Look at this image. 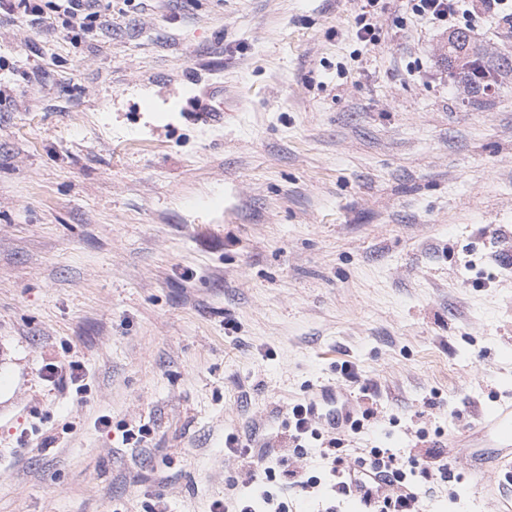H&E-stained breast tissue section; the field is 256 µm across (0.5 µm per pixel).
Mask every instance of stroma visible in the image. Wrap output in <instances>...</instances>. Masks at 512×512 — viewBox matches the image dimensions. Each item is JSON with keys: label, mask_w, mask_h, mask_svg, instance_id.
I'll return each instance as SVG.
<instances>
[{"label": "stroma", "mask_w": 512, "mask_h": 512, "mask_svg": "<svg viewBox=\"0 0 512 512\" xmlns=\"http://www.w3.org/2000/svg\"><path fill=\"white\" fill-rule=\"evenodd\" d=\"M361 12L0 20V512H209L244 479L225 438L277 447L322 388L365 416L322 432L350 456L448 446L427 512H512L455 444L512 402V72L468 99L447 34L378 0L367 47ZM217 84L223 129L190 122ZM288 506L365 510L326 484Z\"/></svg>", "instance_id": "obj_1"}]
</instances>
